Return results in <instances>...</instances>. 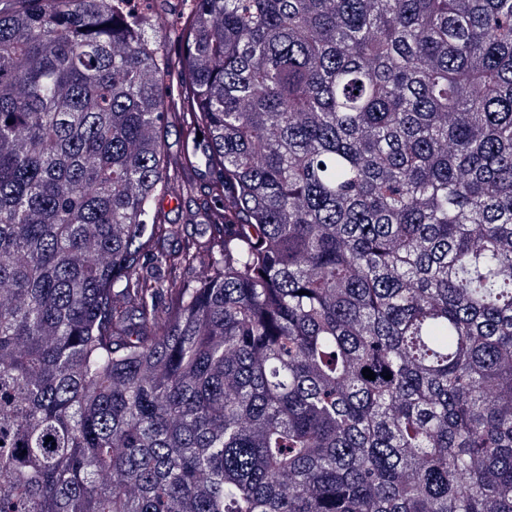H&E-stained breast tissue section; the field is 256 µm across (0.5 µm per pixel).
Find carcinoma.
Listing matches in <instances>:
<instances>
[{
	"label": "carcinoma",
	"instance_id": "1",
	"mask_svg": "<svg viewBox=\"0 0 512 512\" xmlns=\"http://www.w3.org/2000/svg\"><path fill=\"white\" fill-rule=\"evenodd\" d=\"M16 2L0 512H512V0H191L203 260L161 19ZM179 181L185 184H193L194 189L190 193L173 195L166 193L159 196L158 211L161 224H180L181 238L178 241H165L161 247L167 250L179 247L184 238L204 242L207 236L204 232V217L198 213L196 206L197 195L200 190L207 187L211 176L205 171L204 165L198 167L178 166Z\"/></svg>",
	"mask_w": 512,
	"mask_h": 512
}]
</instances>
